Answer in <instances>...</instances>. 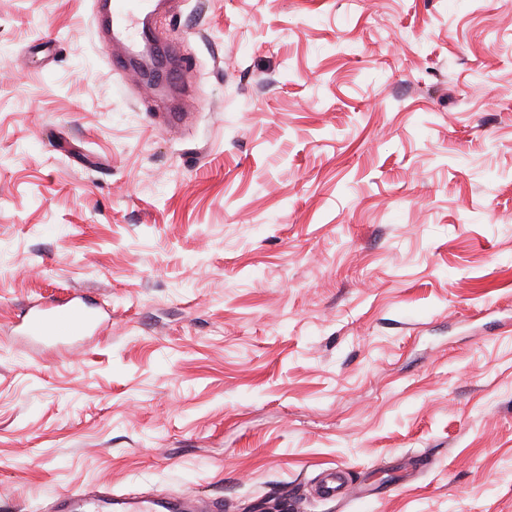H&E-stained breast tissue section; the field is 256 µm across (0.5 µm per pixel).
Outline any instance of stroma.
Masks as SVG:
<instances>
[{"mask_svg":"<svg viewBox=\"0 0 512 512\" xmlns=\"http://www.w3.org/2000/svg\"><path fill=\"white\" fill-rule=\"evenodd\" d=\"M94 11L0 0V505L512 512V0H174L177 128ZM104 307L92 303L81 294H71L61 300L41 302L29 308L14 327H19L17 336L27 339L52 342L79 336L91 330H99V309ZM317 494L324 500L342 498L348 492L344 476L340 471L330 470L324 475L316 488ZM189 501L176 496L133 495L117 493L112 486H97L84 490L58 492L48 512H221L219 501Z\"/></svg>","mask_w":512,"mask_h":512,"instance_id":"stroma-1","label":"stroma"}]
</instances>
